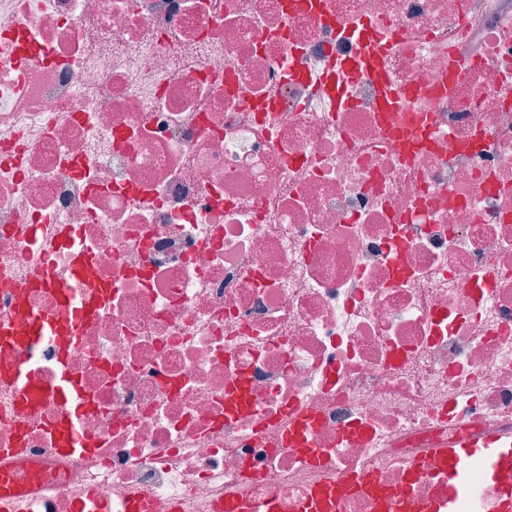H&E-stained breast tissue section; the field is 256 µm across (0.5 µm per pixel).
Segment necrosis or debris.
Here are the masks:
<instances>
[{"label":"necrosis or debris","mask_w":512,"mask_h":512,"mask_svg":"<svg viewBox=\"0 0 512 512\" xmlns=\"http://www.w3.org/2000/svg\"><path fill=\"white\" fill-rule=\"evenodd\" d=\"M0 327L27 512H472L436 450L512 437V0H0ZM469 479L501 512L512 454Z\"/></svg>","instance_id":"obj_1"}]
</instances>
